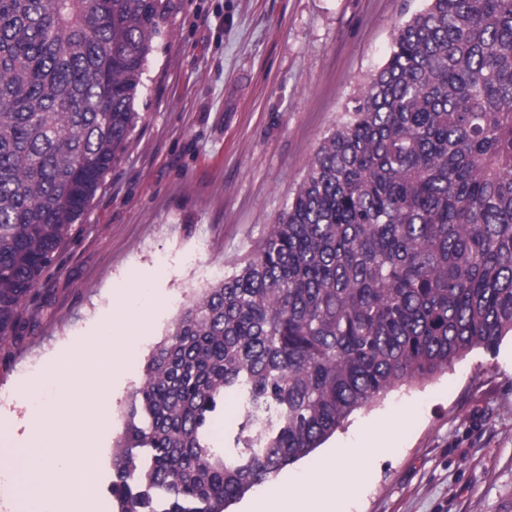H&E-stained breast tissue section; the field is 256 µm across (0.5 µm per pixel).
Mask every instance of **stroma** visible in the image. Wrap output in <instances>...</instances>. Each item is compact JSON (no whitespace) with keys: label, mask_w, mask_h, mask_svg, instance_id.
<instances>
[{"label":"stroma","mask_w":512,"mask_h":512,"mask_svg":"<svg viewBox=\"0 0 512 512\" xmlns=\"http://www.w3.org/2000/svg\"><path fill=\"white\" fill-rule=\"evenodd\" d=\"M157 41L141 119L26 310H42L0 356V422L25 434L56 351L92 344L121 304L129 353L112 389L93 512H112V446L132 391L181 309L233 274L277 223L319 144L385 63L395 25L423 0H176ZM406 421L390 442L391 419ZM380 449L348 512H499L512 490V337L354 412L325 449Z\"/></svg>","instance_id":"35a3bbf8"}]
</instances>
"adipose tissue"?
<instances>
[{"mask_svg": "<svg viewBox=\"0 0 512 512\" xmlns=\"http://www.w3.org/2000/svg\"><path fill=\"white\" fill-rule=\"evenodd\" d=\"M371 454L366 447L354 449L346 457L330 453L303 484H281L250 502L247 512H343L347 493L370 476Z\"/></svg>", "mask_w": 512, "mask_h": 512, "instance_id": "1", "label": "adipose tissue"}]
</instances>
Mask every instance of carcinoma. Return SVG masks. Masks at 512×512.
I'll return each instance as SVG.
<instances>
[{
  "label": "carcinoma",
  "mask_w": 512,
  "mask_h": 512,
  "mask_svg": "<svg viewBox=\"0 0 512 512\" xmlns=\"http://www.w3.org/2000/svg\"><path fill=\"white\" fill-rule=\"evenodd\" d=\"M173 0H0V352L126 150ZM512 335V0H425L255 255L175 319L114 512H226L355 411ZM230 448L208 442L224 400ZM239 416V405L231 398H227L224 411L213 421L209 434V441L214 448H224V434L226 443L233 437V429ZM218 426H223V434L217 431Z\"/></svg>",
  "instance_id": "obj_1"
}]
</instances>
